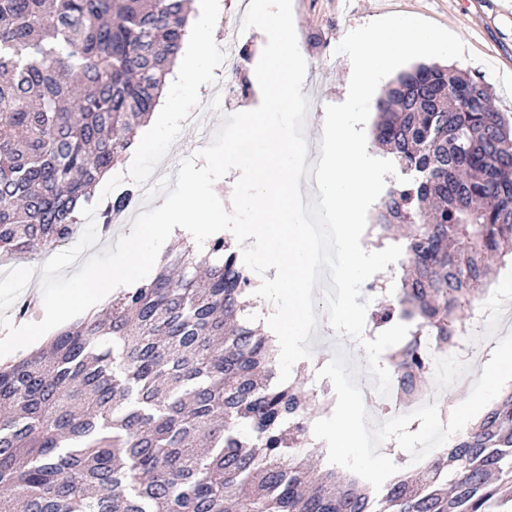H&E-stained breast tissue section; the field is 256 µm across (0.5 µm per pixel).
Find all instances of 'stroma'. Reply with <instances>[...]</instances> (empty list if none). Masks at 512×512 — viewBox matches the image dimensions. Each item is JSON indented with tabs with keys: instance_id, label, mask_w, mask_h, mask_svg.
Instances as JSON below:
<instances>
[{
	"instance_id": "1",
	"label": "stroma",
	"mask_w": 512,
	"mask_h": 512,
	"mask_svg": "<svg viewBox=\"0 0 512 512\" xmlns=\"http://www.w3.org/2000/svg\"><path fill=\"white\" fill-rule=\"evenodd\" d=\"M299 49L307 62L302 92L309 100L305 138L316 146L315 135L324 117V107L343 102L348 93L351 63L335 48L350 30L374 19L403 14L432 21L459 36L468 47L464 58L454 60L459 71L480 77L491 89L498 111L512 118V0H355L344 11L341 0H292ZM239 47L227 63L225 75L253 87L255 65L266 43L265 34L250 29L239 35ZM312 350L319 356L321 373L305 375L304 386L315 395L314 416L337 418L340 408L357 403L336 369L334 331L320 326ZM481 356L463 361L453 376L428 372L425 393L451 396L454 392L481 387Z\"/></svg>"
}]
</instances>
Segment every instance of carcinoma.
<instances>
[{
	"instance_id": "carcinoma-1",
	"label": "carcinoma",
	"mask_w": 512,
	"mask_h": 512,
	"mask_svg": "<svg viewBox=\"0 0 512 512\" xmlns=\"http://www.w3.org/2000/svg\"><path fill=\"white\" fill-rule=\"evenodd\" d=\"M190 0H0V257L72 239L103 171L153 113ZM398 175L369 231L409 272L384 327L422 393L421 334L441 349L490 260L512 251V125L481 78L418 64L374 102ZM135 196H112L105 223ZM257 284L215 236L49 344L0 364V512H512V390L413 475L378 488L323 459L311 401L278 383L277 345L245 318Z\"/></svg>"
}]
</instances>
